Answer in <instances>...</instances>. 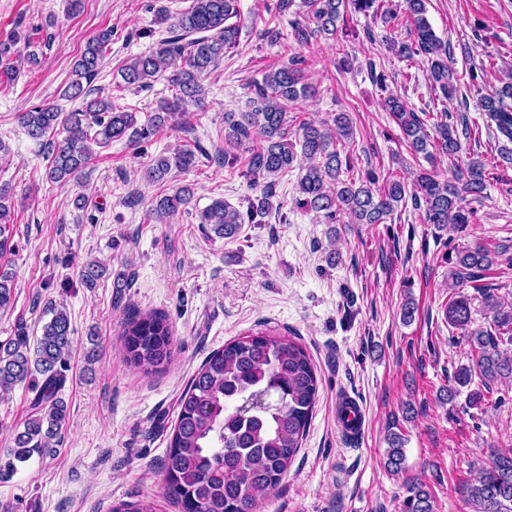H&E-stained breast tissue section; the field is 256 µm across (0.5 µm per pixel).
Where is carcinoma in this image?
<instances>
[{"instance_id": "1", "label": "carcinoma", "mask_w": 512, "mask_h": 512, "mask_svg": "<svg viewBox=\"0 0 512 512\" xmlns=\"http://www.w3.org/2000/svg\"><path fill=\"white\" fill-rule=\"evenodd\" d=\"M427 0H405L406 13L413 20L415 36L410 42L393 45L398 55L413 60L426 59L429 80L443 95L453 93V73L448 66V45L434 33L425 17ZM305 24L294 22L299 45L310 46L319 38L336 37L344 11L370 12L383 22L396 19L385 0H302ZM153 49L133 57L121 69L124 86L148 90L165 80L176 93L163 99L138 124L137 113L119 109L112 101L92 96L91 83L100 72L112 43V29L98 32L86 43L74 62L72 79L64 95L81 100V108L60 112L51 104H41L16 113L15 118L32 140L50 154L47 178L55 183L79 180L93 159L91 145L104 148L125 140L137 145L163 128L186 116L184 105L200 106L204 100L202 76L217 66L228 50L239 43L242 30L240 0H191L189 7L170 24ZM30 43V32L19 23L4 40L0 56L20 41ZM305 59L293 55L288 64L271 68L262 79L252 82L251 109L224 115V140L237 146L257 136L261 145L248 158V173L255 195L248 198L246 212L222 199L214 200L199 212V224L220 239L238 235L241 224H261L272 210L276 177L297 167V208L312 211L334 224L337 214H350L358 224H382L399 203L411 200L424 208V220L438 230L448 225L460 229L473 223L475 211L466 198L483 192L484 168L472 161L455 170L452 179L425 172L413 186L393 174L380 176L370 169L358 177L342 178L337 141L353 134L346 112H338L333 124L301 120L298 137H293L285 103L304 99L314 88L304 81ZM399 126L411 151L428 160L436 155H457L462 144L457 130L448 123L449 115L435 124L436 137L424 132L419 116L398 96L383 102ZM481 109L495 124L496 133L512 142V81L502 83L481 99ZM65 137L49 141L57 128ZM200 146L188 145L171 156L161 155L147 165L144 180L163 181L172 172L198 166ZM192 200L188 186L160 197L152 208L155 219L165 223ZM15 209L14 191L0 185V257L9 248L8 231ZM509 246L499 244L490 250L482 244L455 252L448 302V324L467 332L471 364L454 374L448 398L479 379L490 388L494 382L512 380V355L499 346L505 335L512 341V303L487 288L479 291L483 308L492 314L495 331L472 329V298L462 289L489 269L496 257ZM106 264L89 261L80 268L82 283L92 288L104 277ZM13 272L0 266V310L12 306ZM41 334L31 338L24 322L15 325L14 334L0 340V396L18 385L26 386L33 397L24 421L14 429L12 446L0 454V478L9 477L35 454L51 457L53 445L69 419L68 406L61 398L72 348V329L65 308L52 307ZM120 342L126 362L160 373L174 358L172 330L161 312L137 313L122 325ZM318 393L316 370L306 350L298 343L275 334L256 333L238 338L212 351L190 377L178 399L175 420L162 463L164 488L178 512H253L288 472L309 427ZM385 467L393 474L405 461L402 434L388 430ZM403 512H434L433 497L426 485L409 487ZM462 493L474 512H512V450L491 452Z\"/></svg>"}]
</instances>
